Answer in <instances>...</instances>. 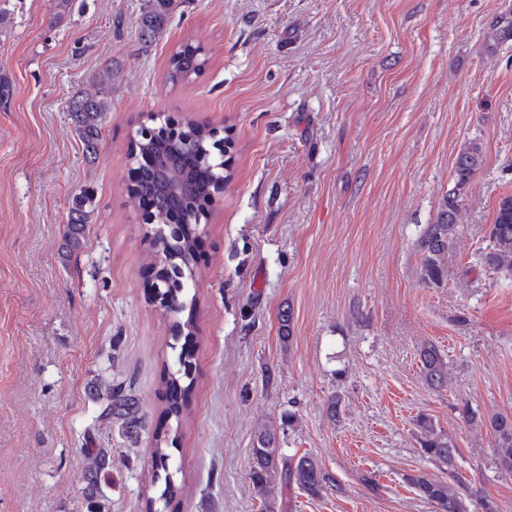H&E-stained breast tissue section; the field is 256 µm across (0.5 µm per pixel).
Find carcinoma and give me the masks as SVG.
Here are the masks:
<instances>
[{
  "label": "carcinoma",
  "mask_w": 512,
  "mask_h": 512,
  "mask_svg": "<svg viewBox=\"0 0 512 512\" xmlns=\"http://www.w3.org/2000/svg\"><path fill=\"white\" fill-rule=\"evenodd\" d=\"M170 4L171 0H147L139 25V39L143 44L150 45L160 39ZM507 40H512L511 8L496 16L485 34L489 51ZM207 62L203 48L188 40L171 54L167 79L173 85L187 83L205 69ZM111 85L112 70L106 68L97 72L69 102L74 131L90 162L97 159L103 123L107 112L111 111ZM187 127L189 147L180 139L133 143L132 151L146 161L134 167L131 191L138 199L149 202L154 223L168 228L166 233L156 231L151 240L153 254L163 253L180 278L191 280L195 275L193 256L199 224L208 218L218 193L217 184L224 174L210 160V147L214 142L212 129L194 123ZM482 163L479 143L470 142L459 150L454 165V186L443 197L434 223L425 225L419 236L418 280L425 288H440L448 280V253L457 244L464 217L459 190L471 183ZM93 203L94 192L86 188L74 198L69 210L66 241L74 253L84 247V227L94 213ZM488 238L490 246L482 253L481 264L496 273L512 275V194L500 198ZM419 361L427 384L435 390L445 388L448 363L437 346L430 343L423 347ZM169 389L166 414L177 418L182 413L184 388L178 378L173 377ZM481 425L493 436L497 468L512 473V415L496 413L483 418ZM417 426L420 454L448 474L450 480L416 470L404 476L406 483L416 496L432 504L435 512H471L465 485L455 471L459 456L456 442L448 433L437 429L429 416H420ZM279 475L311 497L320 496L325 489L326 477L318 460L308 453L286 455L277 428L262 424L254 432L248 479L261 498L265 512H275Z\"/></svg>",
  "instance_id": "1"
}]
</instances>
